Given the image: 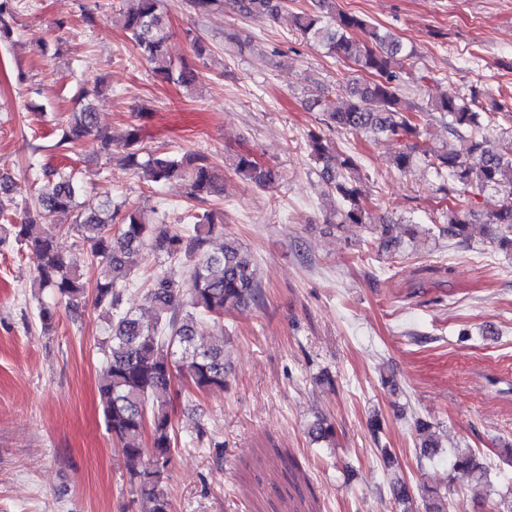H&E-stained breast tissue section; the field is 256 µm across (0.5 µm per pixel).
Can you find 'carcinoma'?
Listing matches in <instances>:
<instances>
[{"label": "carcinoma", "instance_id": "1", "mask_svg": "<svg viewBox=\"0 0 512 512\" xmlns=\"http://www.w3.org/2000/svg\"><path fill=\"white\" fill-rule=\"evenodd\" d=\"M13 0H0V39L9 38L13 20ZM120 14L122 28L138 52L153 65V72L165 80L191 86L199 72L186 63L177 67L167 49L169 30L163 0H123ZM197 15H208L224 7V0H188ZM243 16L267 19L284 7L283 0H233ZM294 25L307 41L328 50L331 55L353 61L369 75L354 79L340 89L344 97L336 105L324 93L309 100L310 107L323 112L326 126L355 134L384 135L396 141L393 166L407 172L415 159L433 169L440 180L439 190L446 195L455 185L492 188L504 195L502 204L489 212L494 226L492 240L502 248L512 249V141L503 143L487 135L482 114L499 112L478 104L477 95L470 100L435 95L424 106L411 108L402 96L405 53L402 43L363 17L347 12L333 13L327 0H317L315 8L294 15ZM439 113L447 120L452 141L438 147L422 140L420 122ZM89 136L96 137L102 152L112 155L119 168L130 171L152 185L173 181L182 183L187 199L197 207L187 215L189 226L180 232L156 230L144 224L137 211L123 215L118 233H112L117 212L112 198L106 197L98 208L78 210V198L84 182L75 172L40 168L41 186L34 203L15 210L16 220L0 224V246L15 243L25 247L35 259L33 286L64 300L68 309L78 312L86 295V281L54 246L56 233L63 228L74 230L90 243V256L112 270V276L96 282L94 303L107 310L110 335L103 342L107 348V373L99 387L105 402V420L112 438L121 446L129 480L140 495L145 512H172L164 491L168 466L178 439L172 421L171 400L167 396L175 375L187 379L204 394L220 393L228 384L224 365L226 341L204 345L196 341L197 319L209 316L217 321L224 312L261 295L257 280V263L234 239L227 238L219 250L209 249L217 216L203 207L224 191V171L213 166L199 153L171 155L150 151L141 145L140 129L132 125L112 151V139L98 127L97 113L88 103L74 110L59 126V139L53 147L76 144ZM311 158L322 166L323 184L336 195L340 206L333 209L336 226L360 224L371 234L385 236L388 224H374L361 205L363 196L359 160L340 155L322 134L308 135ZM240 179L261 188L270 187L275 171L260 164L252 154L240 152L230 163ZM56 217L44 224L42 212ZM473 212L460 204L448 207V236L469 238ZM169 259H185L188 280L178 284L155 276L143 298L152 309V320L143 321L131 309L124 308L125 290L131 285L130 255L145 248ZM423 435L419 452L428 457L437 452L438 443L425 425H418ZM309 435L317 443L333 444L336 431L327 418L309 426ZM454 478L479 486L486 479L473 452L460 449L452 465ZM396 502L408 512L413 504V488L402 480L391 484Z\"/></svg>", "mask_w": 512, "mask_h": 512}]
</instances>
